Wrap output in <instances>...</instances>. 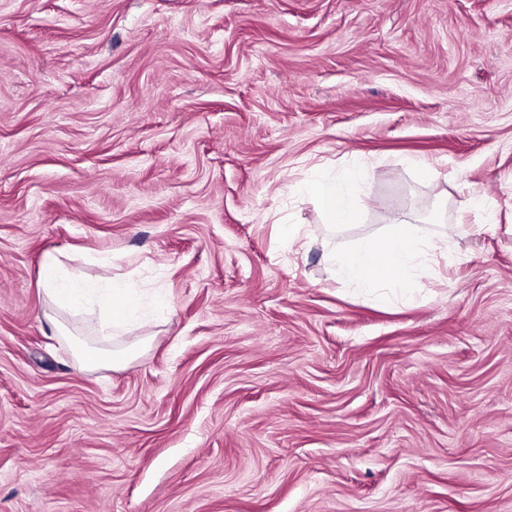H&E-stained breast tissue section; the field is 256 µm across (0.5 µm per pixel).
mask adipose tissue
<instances>
[{
    "label": "adipose tissue",
    "mask_w": 512,
    "mask_h": 512,
    "mask_svg": "<svg viewBox=\"0 0 512 512\" xmlns=\"http://www.w3.org/2000/svg\"><path fill=\"white\" fill-rule=\"evenodd\" d=\"M367 177V168L357 163L331 174L315 175L303 190L318 201L324 223L352 224L359 216ZM435 249L432 238L418 225L396 219L386 225L380 237L364 238L351 250L331 252L328 261L337 278L388 304L412 276L423 271L425 257ZM40 286L44 295L63 309L82 303L89 295L88 287L66 276L54 258L44 262Z\"/></svg>",
    "instance_id": "obj_1"
}]
</instances>
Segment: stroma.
<instances>
[{
    "label": "stroma",
    "instance_id": "stroma-1",
    "mask_svg": "<svg viewBox=\"0 0 512 512\" xmlns=\"http://www.w3.org/2000/svg\"><path fill=\"white\" fill-rule=\"evenodd\" d=\"M396 218L454 234L382 305L324 253ZM0 512H512V0H0ZM367 177V168L357 163L335 173L317 174L302 190L318 201L325 224H354ZM39 283L44 295L63 309L82 303L90 293L85 284L62 272L56 258H50L44 262ZM123 289L113 288L106 299L107 305L112 309V329L124 326L126 324V310L128 309V299L121 291ZM144 345H135L116 351H100L77 344V354L84 368L94 370L105 365L118 366L125 364L141 354Z\"/></svg>",
    "mask_w": 512,
    "mask_h": 512
}]
</instances>
